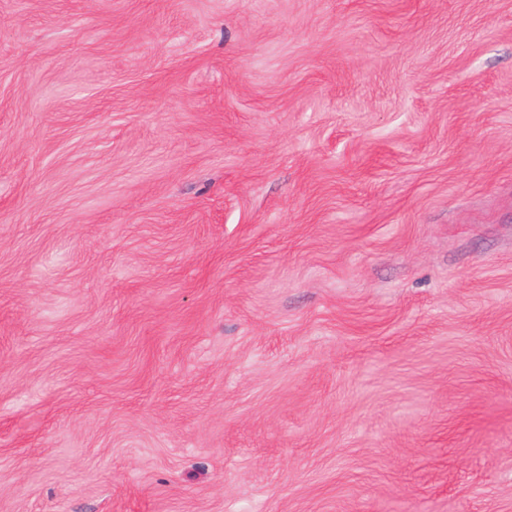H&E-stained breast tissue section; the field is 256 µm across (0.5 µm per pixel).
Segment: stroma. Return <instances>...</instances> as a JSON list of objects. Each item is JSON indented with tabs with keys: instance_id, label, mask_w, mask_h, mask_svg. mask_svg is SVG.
<instances>
[{
	"instance_id": "35a3bbf8",
	"label": "stroma",
	"mask_w": 512,
	"mask_h": 512,
	"mask_svg": "<svg viewBox=\"0 0 512 512\" xmlns=\"http://www.w3.org/2000/svg\"><path fill=\"white\" fill-rule=\"evenodd\" d=\"M0 512H512V0H0Z\"/></svg>"
}]
</instances>
